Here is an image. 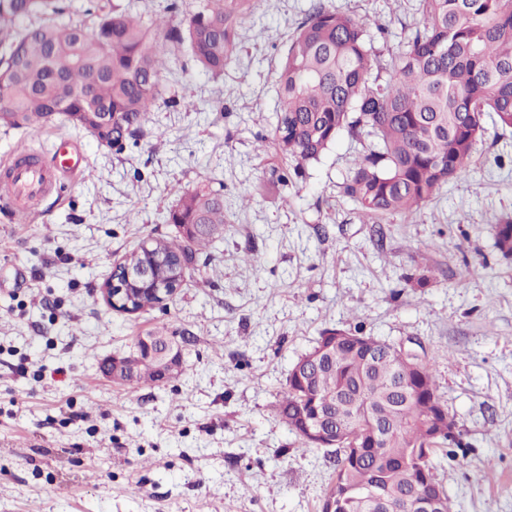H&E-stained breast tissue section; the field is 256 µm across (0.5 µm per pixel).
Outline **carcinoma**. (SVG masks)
Listing matches in <instances>:
<instances>
[{"label":"carcinoma","mask_w":512,"mask_h":512,"mask_svg":"<svg viewBox=\"0 0 512 512\" xmlns=\"http://www.w3.org/2000/svg\"><path fill=\"white\" fill-rule=\"evenodd\" d=\"M422 26L411 32L408 50L390 79L369 81L376 55L367 32L371 21L320 2L289 38L277 72V122L273 143L297 171L318 160L341 132L367 129L376 145L343 183V194L369 218L411 214L443 186L465 173L474 146L485 133L484 114L512 128V0H419ZM57 0H0V124L23 128L63 115L120 153L148 120L156 104L166 60L153 45H187L202 69L224 72L236 49L237 30L253 14L252 0H205L185 26L158 16L146 25L114 8L87 31L56 23ZM31 15L45 21L20 29ZM174 238L153 237L129 261L155 267L168 284L173 270L188 269L200 251L224 239V194L209 187L185 191L168 212ZM495 248L512 261V216L493 224ZM134 309L159 303L154 285L133 290ZM359 346L346 342L324 356L301 381L287 377L276 415L303 450L316 447L306 426L324 414L348 432V447L363 449L357 463L337 458L329 493L379 482V492L398 502L423 466L441 512H453L435 477L440 444L462 446L456 423L438 394L427 361L403 381L407 358L370 335ZM167 373L146 351L125 358L127 372L115 377L134 390L178 377L181 351L173 346ZM429 457L415 462L416 450Z\"/></svg>","instance_id":"obj_1"}]
</instances>
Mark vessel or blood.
Wrapping results in <instances>:
<instances>
[{
    "mask_svg": "<svg viewBox=\"0 0 512 512\" xmlns=\"http://www.w3.org/2000/svg\"><path fill=\"white\" fill-rule=\"evenodd\" d=\"M86 159L61 141L48 164L0 171V209L18 215L33 212L56 186L60 172L84 170Z\"/></svg>",
    "mask_w": 512,
    "mask_h": 512,
    "instance_id": "obj_1",
    "label": "vessel or blood"
}]
</instances>
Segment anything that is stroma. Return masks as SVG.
Masks as SVG:
<instances>
[{
	"label": "stroma",
	"mask_w": 512,
	"mask_h": 512,
	"mask_svg": "<svg viewBox=\"0 0 512 512\" xmlns=\"http://www.w3.org/2000/svg\"><path fill=\"white\" fill-rule=\"evenodd\" d=\"M316 0H256L233 62L205 73L188 51L122 153L66 117L0 125V168L59 140L89 167L39 212L0 211V512H320L330 448L301 451L275 395L323 329L422 346L460 430L435 475L455 512H512V263L493 226L512 214V129L485 119L469 171L411 214L373 219L342 184L374 145L341 133L319 160L277 183L276 70ZM202 0H64L94 29L120 6L185 23ZM372 32L388 81L420 26L418 0H328ZM224 184V239L198 254L179 292L137 314L101 290L140 242L175 237L164 217L183 191ZM255 263H246V254ZM429 274L427 287L414 278ZM210 288H195L199 275ZM163 328L183 374L129 390L103 369Z\"/></svg>",
	"instance_id": "obj_1"
}]
</instances>
